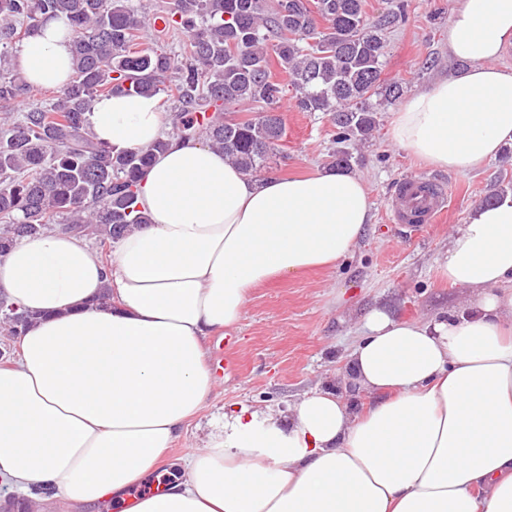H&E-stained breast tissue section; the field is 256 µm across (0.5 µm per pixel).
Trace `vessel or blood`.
<instances>
[{
    "label": "vessel or blood",
    "instance_id": "vessel-or-blood-1",
    "mask_svg": "<svg viewBox=\"0 0 512 512\" xmlns=\"http://www.w3.org/2000/svg\"><path fill=\"white\" fill-rule=\"evenodd\" d=\"M446 193L421 177L410 176L402 180L392 209L396 222H414L420 230L438 223L447 211Z\"/></svg>",
    "mask_w": 512,
    "mask_h": 512
}]
</instances>
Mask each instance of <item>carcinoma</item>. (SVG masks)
I'll list each match as a JSON object with an SVG mask.
<instances>
[{"label":"carcinoma","mask_w":512,"mask_h":512,"mask_svg":"<svg viewBox=\"0 0 512 512\" xmlns=\"http://www.w3.org/2000/svg\"><path fill=\"white\" fill-rule=\"evenodd\" d=\"M365 0H170L145 15L130 0H0V60L47 18L64 16L73 73L50 102L14 68L0 67V255L25 238L65 231L94 242L103 261L112 245L145 224L137 184L160 139L146 149L113 151L86 121L96 99L115 91L175 104L173 134L203 137L243 172L267 168L283 134L279 115L288 74L301 112H327L336 143L362 139L376 127L372 97L386 101L402 82L383 77L382 31L403 19L392 11L369 22ZM164 24L154 25L156 15ZM155 46L139 49L142 30ZM187 36L179 53L162 47ZM257 116H224L226 104ZM34 321L0 317L1 336H20Z\"/></svg>","instance_id":"carcinoma-1"}]
</instances>
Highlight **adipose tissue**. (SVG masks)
I'll return each mask as SVG.
<instances>
[{"label":"adipose tissue","mask_w":512,"mask_h":512,"mask_svg":"<svg viewBox=\"0 0 512 512\" xmlns=\"http://www.w3.org/2000/svg\"><path fill=\"white\" fill-rule=\"evenodd\" d=\"M67 32L55 17L24 39L29 81L68 82ZM511 51L512 0H451L461 67L402 101L393 143L459 175L496 159L512 146ZM87 118L118 150L166 136L154 96L101 97ZM169 139L138 184L150 222L110 264L59 232L0 257V293L37 315L0 367V481L90 512H512V192L448 236L460 312L366 316L348 354L375 397L365 412L328 390L285 412L236 408L183 459L185 480L130 496L210 398L209 336L240 321L254 288L335 267L373 219L354 173L257 178L203 139Z\"/></svg>","instance_id":"1"}]
</instances>
